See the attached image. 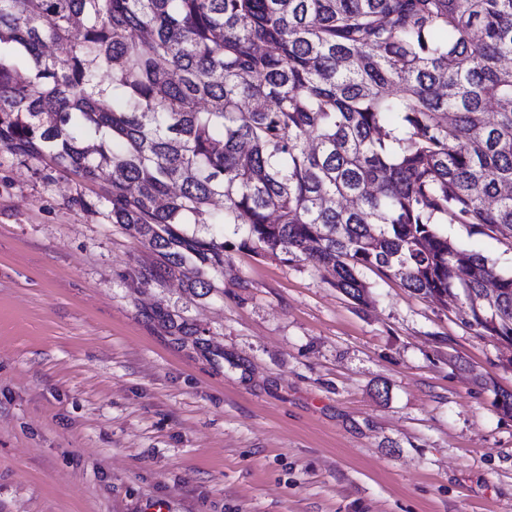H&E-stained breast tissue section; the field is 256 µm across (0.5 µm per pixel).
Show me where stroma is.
Wrapping results in <instances>:
<instances>
[{
    "mask_svg": "<svg viewBox=\"0 0 512 512\" xmlns=\"http://www.w3.org/2000/svg\"><path fill=\"white\" fill-rule=\"evenodd\" d=\"M89 191L0 148V512H512V367L458 305L237 248L199 296Z\"/></svg>",
    "mask_w": 512,
    "mask_h": 512,
    "instance_id": "1",
    "label": "stroma"
}]
</instances>
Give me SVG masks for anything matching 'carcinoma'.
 Segmentation results:
<instances>
[{"instance_id": "1", "label": "carcinoma", "mask_w": 512, "mask_h": 512, "mask_svg": "<svg viewBox=\"0 0 512 512\" xmlns=\"http://www.w3.org/2000/svg\"><path fill=\"white\" fill-rule=\"evenodd\" d=\"M512 0H0V147L94 183L207 294L224 252L364 273L512 343ZM189 224H222L224 238ZM234 237L240 243L231 242ZM448 229V236L458 243L474 248L486 255L498 268L505 272L512 270V250L494 238L486 235H470L469 228L459 224H442Z\"/></svg>"}]
</instances>
